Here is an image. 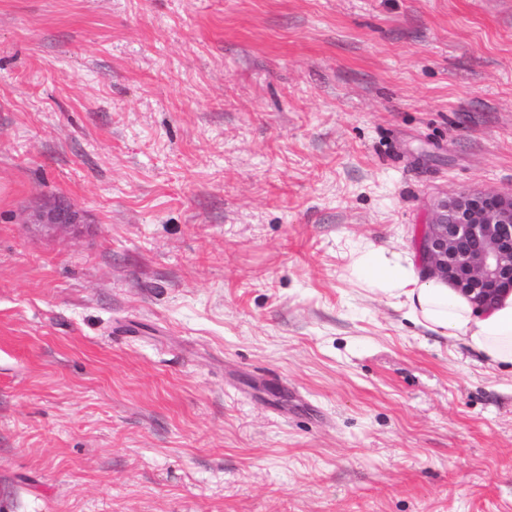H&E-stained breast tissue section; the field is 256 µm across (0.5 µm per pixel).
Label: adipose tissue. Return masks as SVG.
I'll return each mask as SVG.
<instances>
[{"mask_svg":"<svg viewBox=\"0 0 512 512\" xmlns=\"http://www.w3.org/2000/svg\"><path fill=\"white\" fill-rule=\"evenodd\" d=\"M354 255L366 287L395 299L407 318L460 343L489 368H512V293L481 310L448 285L421 280L401 253L367 245Z\"/></svg>","mask_w":512,"mask_h":512,"instance_id":"1","label":"adipose tissue"}]
</instances>
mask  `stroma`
<instances>
[{"label":"stroma","mask_w":512,"mask_h":512,"mask_svg":"<svg viewBox=\"0 0 512 512\" xmlns=\"http://www.w3.org/2000/svg\"><path fill=\"white\" fill-rule=\"evenodd\" d=\"M471 190L512 0H0V512H512V372L351 268ZM75 213L66 206H56L35 215L33 223L40 224L47 231L67 229L75 222Z\"/></svg>","instance_id":"1"}]
</instances>
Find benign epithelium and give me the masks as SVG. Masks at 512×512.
Instances as JSON below:
<instances>
[{
	"mask_svg": "<svg viewBox=\"0 0 512 512\" xmlns=\"http://www.w3.org/2000/svg\"><path fill=\"white\" fill-rule=\"evenodd\" d=\"M75 213L56 206L34 223L66 229ZM423 277L451 286L476 306L489 308L512 291V195L467 191L436 205L418 241Z\"/></svg>",
	"mask_w": 512,
	"mask_h": 512,
	"instance_id": "obj_1",
	"label": "benign epithelium"
}]
</instances>
